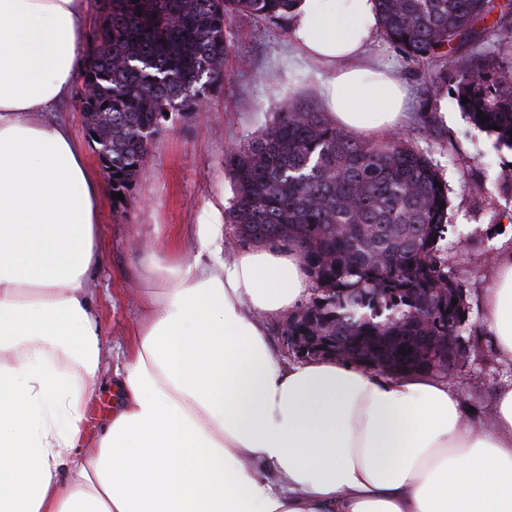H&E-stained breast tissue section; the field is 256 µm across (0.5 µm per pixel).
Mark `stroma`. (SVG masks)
<instances>
[{"mask_svg":"<svg viewBox=\"0 0 512 512\" xmlns=\"http://www.w3.org/2000/svg\"><path fill=\"white\" fill-rule=\"evenodd\" d=\"M234 51L225 63L223 87L210 90L200 111L174 116L146 160L129 204L111 197L101 203V263L90 286L102 331L98 395L83 410L82 447H90L112 413L115 370L124 363L134 331L149 314L147 295L160 290L151 278V259L193 263L195 234L211 207L228 212L234 196L224 164L228 146L257 134L278 108L302 105L321 111L315 69L288 66L287 24L239 16L231 24ZM396 65L413 90L411 119L402 135L425 153L448 189L447 258L469 307L465 334L472 349L458 385L463 403L476 412L512 382V364L499 360L486 329L485 295L500 261L512 252V149L474 126L455 96L458 75L472 64L512 70V45L475 41L459 46L444 67L406 62L385 37L373 48ZM448 81L438 93L429 86L438 70Z\"/></svg>","mask_w":512,"mask_h":512,"instance_id":"35a3bbf8","label":"stroma"}]
</instances>
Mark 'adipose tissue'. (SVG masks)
I'll list each match as a JSON object with an SVG mask.
<instances>
[{
  "label": "adipose tissue",
  "instance_id": "ef3b65f1",
  "mask_svg": "<svg viewBox=\"0 0 512 512\" xmlns=\"http://www.w3.org/2000/svg\"><path fill=\"white\" fill-rule=\"evenodd\" d=\"M85 0H0V512H512V383L485 416L442 380L333 358L280 364L264 323L314 286L299 251L158 262L120 400L93 448L101 331L87 287L105 194L45 115L84 57ZM376 0H295L291 63L319 69L330 121L370 140L411 90L371 57ZM512 363V256L487 295Z\"/></svg>",
  "mask_w": 512,
  "mask_h": 512
}]
</instances>
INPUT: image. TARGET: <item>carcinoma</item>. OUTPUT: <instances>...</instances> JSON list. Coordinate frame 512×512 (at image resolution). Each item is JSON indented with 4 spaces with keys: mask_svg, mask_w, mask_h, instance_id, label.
<instances>
[{
    "mask_svg": "<svg viewBox=\"0 0 512 512\" xmlns=\"http://www.w3.org/2000/svg\"><path fill=\"white\" fill-rule=\"evenodd\" d=\"M383 34L406 60L440 61L448 47L480 37L476 23L492 0H377ZM87 33L81 112L84 139L104 149L112 191L129 199L165 112H196L204 90L227 79L234 50L229 27L249 14L284 22L293 0H95ZM498 41L511 43L512 17L500 14ZM457 96L481 131L512 149V71L465 69ZM489 117L483 123L477 111ZM498 129H492V126ZM234 177L229 213L245 241L292 246L319 294L289 319L292 336H339L349 362L378 360L394 374L448 371V337L462 335L468 310L445 256L448 192L430 159L397 134L359 140L322 113L295 106L277 113L257 136L228 148ZM445 208H440V205ZM436 301L426 316L415 312ZM380 322L360 320L359 311ZM411 353H406V350Z\"/></svg>",
    "mask_w": 512,
    "mask_h": 512,
    "instance_id": "cac0c4a2",
    "label": "carcinoma"
}]
</instances>
